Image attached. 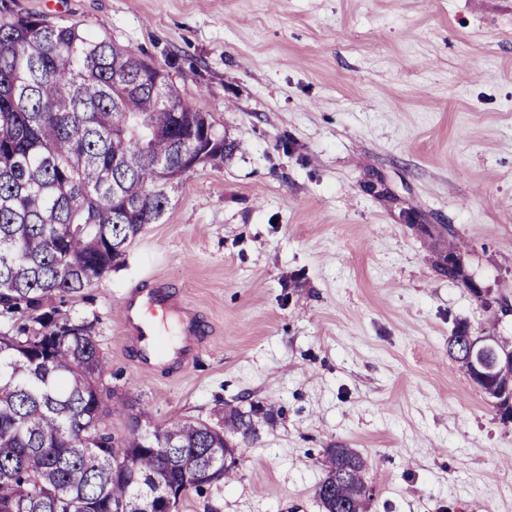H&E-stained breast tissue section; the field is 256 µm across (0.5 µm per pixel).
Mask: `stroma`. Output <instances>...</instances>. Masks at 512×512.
Masks as SVG:
<instances>
[{"instance_id": "obj_1", "label": "stroma", "mask_w": 512, "mask_h": 512, "mask_svg": "<svg viewBox=\"0 0 512 512\" xmlns=\"http://www.w3.org/2000/svg\"><path fill=\"white\" fill-rule=\"evenodd\" d=\"M12 8L168 72L234 146L57 302L89 326L103 392L152 425L250 412L233 480L179 512H321L330 448L369 460L368 512H512V422L448 357L462 322L512 342V0ZM451 239L494 305L441 274ZM158 280L205 329L173 373L139 366L115 313Z\"/></svg>"}]
</instances>
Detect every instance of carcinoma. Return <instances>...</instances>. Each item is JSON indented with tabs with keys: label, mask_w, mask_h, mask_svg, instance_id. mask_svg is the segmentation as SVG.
I'll return each instance as SVG.
<instances>
[{
	"label": "carcinoma",
	"mask_w": 512,
	"mask_h": 512,
	"mask_svg": "<svg viewBox=\"0 0 512 512\" xmlns=\"http://www.w3.org/2000/svg\"><path fill=\"white\" fill-rule=\"evenodd\" d=\"M225 152L167 73L0 0V316L22 320L0 333V512H155L233 475L226 441L252 421L237 412L143 430L146 413L103 399L96 341L55 306L161 217L189 155L216 164ZM448 356L500 409L504 381ZM116 417L120 433L108 426ZM328 455L315 489L324 512H366L368 461L348 448Z\"/></svg>",
	"instance_id": "carcinoma-1"
}]
</instances>
